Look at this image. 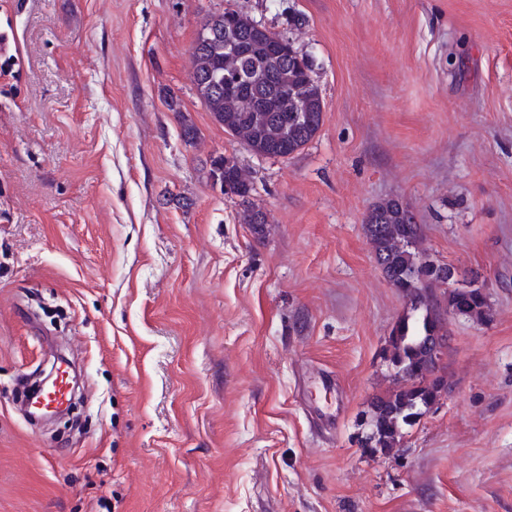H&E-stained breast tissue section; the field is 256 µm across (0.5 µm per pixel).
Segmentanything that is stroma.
Masks as SVG:
<instances>
[{
  "label": "stroma",
  "mask_w": 512,
  "mask_h": 512,
  "mask_svg": "<svg viewBox=\"0 0 512 512\" xmlns=\"http://www.w3.org/2000/svg\"><path fill=\"white\" fill-rule=\"evenodd\" d=\"M228 8L313 61L295 155L196 94ZM0 31V512H512V0H0ZM392 196L493 317L449 320L450 392L388 457L358 440L405 313L363 230ZM52 346L86 371L73 424L18 409ZM211 165L213 175L224 184V195L237 200L240 223L249 224L255 234L261 235L270 221L267 212L251 199L253 181L250 173L233 156H218L211 160Z\"/></svg>",
  "instance_id": "35a3bbf8"
}]
</instances>
